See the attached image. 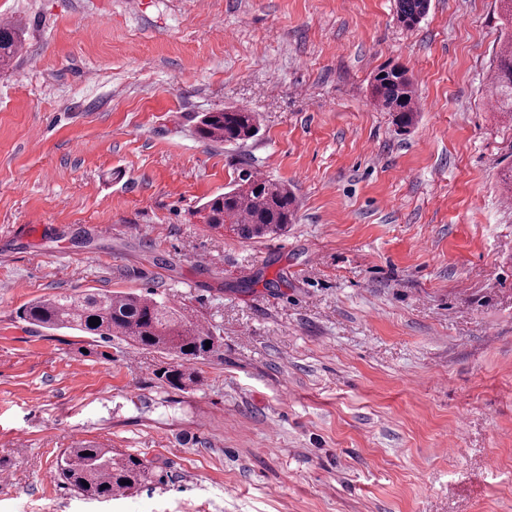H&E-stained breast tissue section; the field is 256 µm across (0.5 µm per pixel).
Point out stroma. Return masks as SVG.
Returning a JSON list of instances; mask_svg holds the SVG:
<instances>
[{
	"label": "stroma",
	"mask_w": 512,
	"mask_h": 512,
	"mask_svg": "<svg viewBox=\"0 0 512 512\" xmlns=\"http://www.w3.org/2000/svg\"><path fill=\"white\" fill-rule=\"evenodd\" d=\"M0 0V512H512V116L488 77L499 0ZM423 105L370 101L386 64ZM256 112L241 145L198 115ZM295 191L284 236L197 207L242 170ZM152 294L220 336L170 353L17 317ZM85 441L154 462L106 500L55 472ZM430 8V0H398L396 19L407 30H413L422 22ZM22 49V30L14 23L0 24V70L8 69ZM371 86L372 101L392 113L393 123L400 131H410L415 125L418 107L409 70L397 65L382 67L374 75Z\"/></svg>",
	"instance_id": "obj_1"
}]
</instances>
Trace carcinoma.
<instances>
[{"label": "carcinoma", "instance_id": "obj_1", "mask_svg": "<svg viewBox=\"0 0 512 512\" xmlns=\"http://www.w3.org/2000/svg\"><path fill=\"white\" fill-rule=\"evenodd\" d=\"M430 0H398L396 19L407 30L422 22ZM22 49V30L13 23L0 24V70L9 68ZM495 109L512 114V35L500 49L490 74ZM372 101L392 113L402 132L415 125L418 107L414 82L402 66H385L373 77ZM198 135L229 145L243 144L259 132L255 113L226 107L202 113ZM199 214L208 227L231 225L241 239L277 236L297 221L298 201L287 184L247 172L234 187L209 197ZM97 317L100 324L89 325ZM19 319L49 330L69 329L90 333L102 341L118 338L140 348L168 351L177 361L160 371L170 388L187 390L200 382L192 364L217 354L221 342L213 332L183 311L147 294L101 293L57 294L25 305ZM211 346H206V341ZM59 477L73 489L92 499H109L131 493L154 476L153 464L131 454H119L96 444L80 443L66 449L57 461ZM127 484H121V481Z\"/></svg>", "mask_w": 512, "mask_h": 512}]
</instances>
